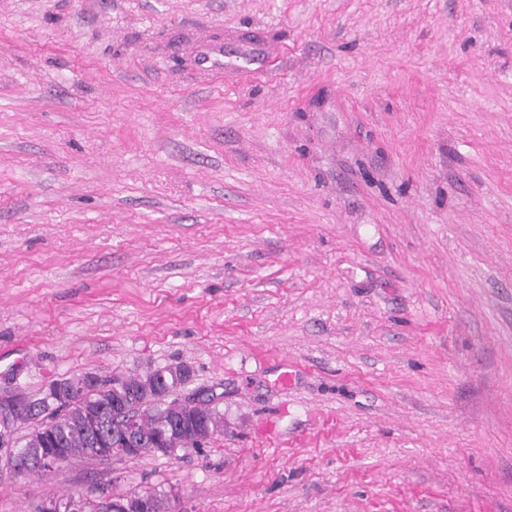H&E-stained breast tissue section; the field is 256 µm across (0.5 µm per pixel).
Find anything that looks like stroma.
<instances>
[{"label": "stroma", "mask_w": 512, "mask_h": 512, "mask_svg": "<svg viewBox=\"0 0 512 512\" xmlns=\"http://www.w3.org/2000/svg\"><path fill=\"white\" fill-rule=\"evenodd\" d=\"M176 363L0 512H512V0H0V392ZM131 496H139L151 502L154 506L153 512H169L171 497L164 492L159 491H148L142 494L133 493L131 495H123L116 498L108 496L107 498H101L100 500H91L84 495L79 493H68L60 495L59 497L67 500L68 506L73 507L68 511L65 509L61 510V502L54 496L49 497L43 501L40 506L41 512H152L148 503L143 499L132 498L127 503H124ZM120 503L119 507H117ZM117 507V509L115 508ZM171 512V511H170Z\"/></svg>", "instance_id": "obj_1"}]
</instances>
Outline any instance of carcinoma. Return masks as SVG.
<instances>
[{
    "mask_svg": "<svg viewBox=\"0 0 512 512\" xmlns=\"http://www.w3.org/2000/svg\"><path fill=\"white\" fill-rule=\"evenodd\" d=\"M178 372L179 366L175 365L109 379L98 377L78 389L61 407L54 406L45 397L25 405L17 411L12 426L14 444L18 446L13 460L16 473L32 474L29 462L38 457L34 444L43 437L55 440L50 448L68 452L69 459L89 462L101 461L96 454L86 452V449L95 447L100 438L111 440L112 445L119 448L126 438L148 448L154 438L163 435V447L170 449V457L180 451L198 448L204 439L197 437L195 431L169 429L168 398L185 382ZM93 409L98 417V428L94 432L85 422L87 412ZM198 412L212 422L216 431H224V413L212 404L211 399L202 401ZM24 424L29 425V432L20 436L18 431ZM140 497L153 504L154 512H170L171 497L167 494L148 491ZM63 498L71 505L69 512H118L117 506L128 496L91 500L72 492Z\"/></svg>",
    "mask_w": 512,
    "mask_h": 512,
    "instance_id": "obj_1",
    "label": "carcinoma"
}]
</instances>
